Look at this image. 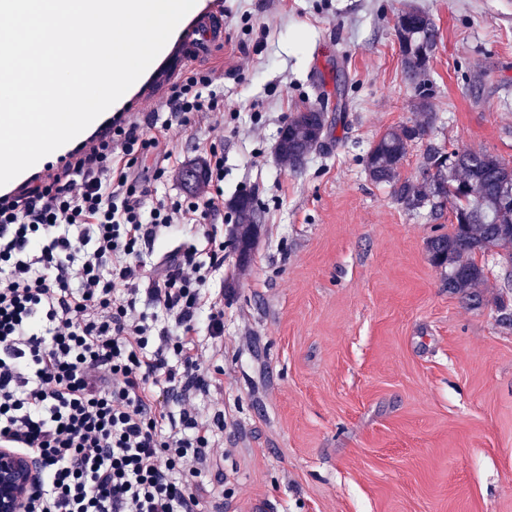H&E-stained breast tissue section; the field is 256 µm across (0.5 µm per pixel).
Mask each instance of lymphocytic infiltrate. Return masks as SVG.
I'll list each match as a JSON object with an SVG mask.
<instances>
[{
	"mask_svg": "<svg viewBox=\"0 0 512 512\" xmlns=\"http://www.w3.org/2000/svg\"><path fill=\"white\" fill-rule=\"evenodd\" d=\"M213 82L193 72L172 83L157 133L117 115L0 195V446L39 466L30 512H201L190 481L223 456L224 419L196 403L213 383L198 323L222 340L224 306L203 304L201 289L206 268L224 266V241L208 230L204 248H175L151 270L141 257L224 207L215 150L204 195L145 205L149 181L167 173L168 131L217 111ZM143 292L174 329L138 309ZM161 382L175 407L157 396Z\"/></svg>",
	"mask_w": 512,
	"mask_h": 512,
	"instance_id": "1",
	"label": "lymphocytic infiltrate"
}]
</instances>
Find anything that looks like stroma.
Wrapping results in <instances>:
<instances>
[{"label": "stroma", "instance_id": "35a3bbf8", "mask_svg": "<svg viewBox=\"0 0 512 512\" xmlns=\"http://www.w3.org/2000/svg\"><path fill=\"white\" fill-rule=\"evenodd\" d=\"M170 56L215 70L223 128L171 129L166 178L224 154V199L253 194L247 265L233 245L203 292L224 302V348L205 414L224 416V512H512V266L476 254L479 301L450 292L428 241L450 211L410 210L365 158L417 118L396 29L411 7L437 39L427 66L428 144L512 163V0H206ZM323 107L321 147L295 169L276 152L294 112Z\"/></svg>", "mask_w": 512, "mask_h": 512}]
</instances>
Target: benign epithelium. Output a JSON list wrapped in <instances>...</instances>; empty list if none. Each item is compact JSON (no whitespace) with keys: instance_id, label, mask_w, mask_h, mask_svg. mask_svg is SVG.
Returning a JSON list of instances; mask_svg holds the SVG:
<instances>
[{"instance_id":"obj_1","label":"benign epithelium","mask_w":512,"mask_h":512,"mask_svg":"<svg viewBox=\"0 0 512 512\" xmlns=\"http://www.w3.org/2000/svg\"><path fill=\"white\" fill-rule=\"evenodd\" d=\"M40 476L35 461L0 447V512H28Z\"/></svg>"}]
</instances>
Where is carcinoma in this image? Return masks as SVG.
<instances>
[{
  "label": "carcinoma",
  "mask_w": 512,
  "mask_h": 512,
  "mask_svg": "<svg viewBox=\"0 0 512 512\" xmlns=\"http://www.w3.org/2000/svg\"><path fill=\"white\" fill-rule=\"evenodd\" d=\"M408 22L407 38L402 46L405 56V79L419 91L416 110L420 119L412 126H400L384 133L370 148L365 169L371 180L391 186L398 203L414 208L430 196L439 194L449 205L455 220L452 233L429 240L428 253L433 264L448 269V289L475 297L474 289L485 280V269L475 260L478 253L503 250V259L512 264V207L499 194V184L508 164L488 151L453 150L449 155L455 164L448 169L447 179L438 182L430 173V161L443 149L432 147L425 157L423 180L414 182L400 177V167L412 144L422 139L433 125L434 113L425 104L424 57L419 49L435 40V27L420 28L415 9L404 12ZM320 113L314 109L297 112L288 118V126L297 132L292 141H280L277 152L292 167L300 165L304 152L316 148L323 133ZM236 213L234 228L240 264L251 254L256 204L253 196L240 194L231 202Z\"/></svg>",
  "instance_id": "1"
}]
</instances>
